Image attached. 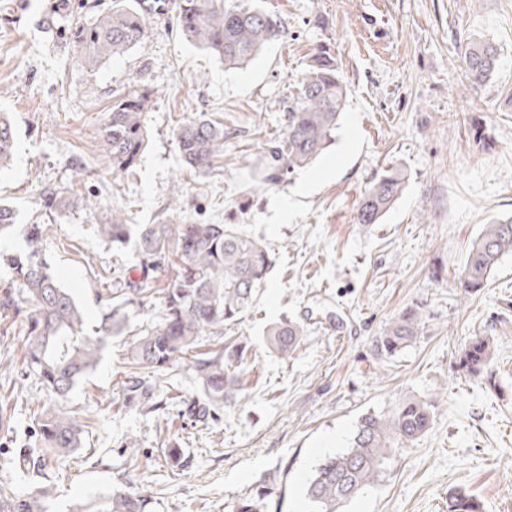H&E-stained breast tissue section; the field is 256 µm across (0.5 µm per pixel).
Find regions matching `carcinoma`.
Here are the masks:
<instances>
[{
	"label": "carcinoma",
	"mask_w": 512,
	"mask_h": 512,
	"mask_svg": "<svg viewBox=\"0 0 512 512\" xmlns=\"http://www.w3.org/2000/svg\"><path fill=\"white\" fill-rule=\"evenodd\" d=\"M178 25L188 41L217 54L229 67L249 63L280 33V21L268 11L240 5L226 8L219 0H181ZM144 36V17L122 6L76 31L92 67L130 51ZM498 57L495 45L480 39L468 42L464 65L469 86L485 82L495 71ZM346 97L347 85L331 49L320 48L291 95L283 137L268 149L264 181L282 180L331 144ZM155 99L156 91L140 85L112 98L103 129L105 157L112 173L124 172L138 162L148 139L145 114L152 111ZM13 136L12 120L1 112L0 167L12 157ZM175 136L183 160L200 175L209 174L224 158L222 122L201 116L177 127ZM405 179L402 171L391 168L375 179L359 200L357 223H380L402 195ZM80 203L86 199L65 193L46 198L51 208L69 209ZM48 229L47 224H28L25 250L0 252V266L11 271V280L0 286V316L22 317L24 362L54 399L38 416L34 446L24 449L14 462L18 475L38 478L34 491L19 495L10 485H0V512H48L55 489L48 464L83 448L87 428L79 411L63 401L96 368L112 338L127 331L126 305L149 296V285L158 271L169 268L171 274L161 289L157 324L129 344V401L154 395V386L140 371L172 372L189 359L208 405L217 408L240 391L241 379L230 368L243 361L244 348L233 350L234 360L225 358L224 325L250 308L271 265L266 248L234 224H128L125 213L114 209L111 218L99 225V233L117 248L134 242L140 256L139 278L116 281L124 301L107 299L106 311L89 327L85 308L43 258ZM508 253H512V215L491 220L472 243L461 273L465 292L486 287L492 270ZM418 326L415 311L398 314L379 336L377 351L387 356L399 352L415 339ZM304 332L297 321L279 322L268 329L267 343L286 359L300 347ZM208 335L219 348L200 349L201 337ZM493 351V340L479 337L461 349L457 368L480 377ZM437 405L429 397H412L386 414L363 415L350 446L324 457L307 482L311 512H338L372 485L396 449L427 432ZM267 496L259 491L255 497H240L232 512H267ZM150 503L140 489L114 488L74 505L72 512H148ZM448 512H483V507L475 497L459 491L449 497Z\"/></svg>",
	"instance_id": "obj_1"
}]
</instances>
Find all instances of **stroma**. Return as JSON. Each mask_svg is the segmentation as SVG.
Returning a JSON list of instances; mask_svg holds the SVG:
<instances>
[{"label":"stroma","instance_id":"stroma-1","mask_svg":"<svg viewBox=\"0 0 512 512\" xmlns=\"http://www.w3.org/2000/svg\"><path fill=\"white\" fill-rule=\"evenodd\" d=\"M178 2L126 0L144 15L146 36L92 68L74 33L112 0H0V112L15 126L0 203L16 213L1 251L24 248L26 225H48L45 254L93 320L114 275L139 262L134 248L114 249L98 233L114 208L132 224H235L272 257L253 307L224 329L245 345L251 371L217 413L200 412L185 365L164 381L163 410L127 404L126 349L155 326L164 278L131 306L129 335L67 400L89 427L50 512L129 482L150 495L151 512H232L259 487L271 491L268 512H310L305 484L322 457L349 446L364 414L413 396L439 402L428 431L343 512H448L455 489L485 512H512V254L479 292L460 283L484 224L512 215V0H257L282 33L239 69L180 35ZM472 39L495 43L500 61L467 89L461 56ZM323 44L348 88L333 141L280 182L256 178L252 164L282 137L288 97ZM133 83L157 99L139 161L116 174L102 149L104 118ZM202 114L227 134L206 177L173 136ZM392 165L407 174L402 196L381 223H357L362 192ZM52 193L90 204L49 213ZM409 307L421 316L417 340L379 355L377 337ZM283 319L305 327L285 360L263 342ZM20 333L0 319V482L24 495L31 486L16 482L13 462L34 443L48 395L24 369ZM478 337L493 339L495 356L474 378L456 359Z\"/></svg>","mask_w":512,"mask_h":512}]
</instances>
